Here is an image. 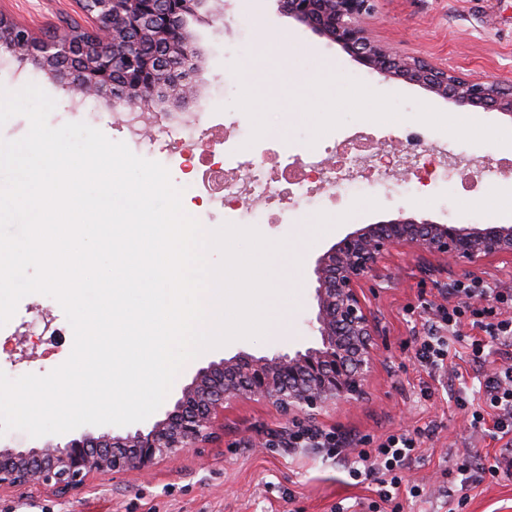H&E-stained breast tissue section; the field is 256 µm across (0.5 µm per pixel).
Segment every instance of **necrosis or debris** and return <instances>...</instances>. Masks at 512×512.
I'll use <instances>...</instances> for the list:
<instances>
[{
	"label": "necrosis or debris",
	"mask_w": 512,
	"mask_h": 512,
	"mask_svg": "<svg viewBox=\"0 0 512 512\" xmlns=\"http://www.w3.org/2000/svg\"><path fill=\"white\" fill-rule=\"evenodd\" d=\"M201 112H116L112 123L118 127L131 149L140 148L144 130H154L162 138L159 150L161 162L177 156L182 178L188 182L196 206L221 210L236 222L252 224L259 220L260 209L281 203L284 198L301 199L312 194L357 187L362 173H369L376 184H387L388 179L378 163L361 161L341 172L323 169L318 153L305 157L299 172H292L287 143H279L274 150L275 170L255 167L248 182L235 179L233 170L240 165L238 120L228 119L213 125V142L200 143Z\"/></svg>",
	"instance_id": "1"
}]
</instances>
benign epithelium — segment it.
<instances>
[{"label":"benign epithelium","mask_w":512,"mask_h":512,"mask_svg":"<svg viewBox=\"0 0 512 512\" xmlns=\"http://www.w3.org/2000/svg\"><path fill=\"white\" fill-rule=\"evenodd\" d=\"M76 0L89 38L37 37L0 14V44L63 83L73 104L90 100L112 110L123 98L130 112H156L155 98L176 90L202 64L188 31L191 16L224 18L212 0ZM300 26L336 45L359 66L386 80L420 87L462 112H493L512 120V82L472 78L422 57L400 55L373 34L374 0H278ZM388 157L395 182L414 172L409 148L375 143ZM398 247L437 258L465 273L484 272L493 258L512 259V224H450L400 211L365 224L330 245L316 260L311 287L315 313L312 341L296 350L240 351L199 367L153 422L123 433H65L27 447L0 448V490L20 495L34 487L56 496L80 492L95 473L148 471L189 448H202L224 429V408L239 400L261 401L283 418H316L363 397L377 355L379 328L363 286L382 276Z\"/></svg>","instance_id":"1"}]
</instances>
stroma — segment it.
I'll return each instance as SVG.
<instances>
[{
    "label": "stroma",
    "mask_w": 512,
    "mask_h": 512,
    "mask_svg": "<svg viewBox=\"0 0 512 512\" xmlns=\"http://www.w3.org/2000/svg\"><path fill=\"white\" fill-rule=\"evenodd\" d=\"M224 20L192 23L206 52L194 83L210 112L240 115L250 138L285 126L294 155L309 149L324 156L348 150V138L368 117L371 140L401 144L396 127L413 123L427 140L462 149L477 165L451 186L416 191L415 180L379 186L364 182L285 207L270 209L258 231L289 243L274 264L281 297L271 302L273 329L258 341L236 340L188 362L178 375L184 384L200 364L237 351L259 352L277 345L302 346L309 334L312 298L307 286L315 258L357 224H369L406 210L442 221H512V124L490 112H461L429 99L419 87L387 82L362 71L339 46L298 28L276 0H223ZM0 9L37 33L65 32L81 21L74 0H0ZM384 20L377 38L407 56H418L471 77L512 82V0H376ZM285 35L283 50L261 52L262 38ZM32 60L9 57L0 47V86L20 89L37 81L56 102L50 126L70 122L71 94ZM498 170L488 179L487 166ZM385 266L391 282L366 286V301L381 330L376 367L358 402L317 417L315 426L348 438L381 437L400 429H424L421 447L405 471L421 496L405 512H446L435 481L460 457L485 462L498 443L469 428L453 392L466 384L476 396L479 382L463 349L449 355L445 371L428 374L414 357L416 337L427 332L422 317L406 306L441 303L459 269L406 249L393 251ZM73 332L58 302L31 294L0 329V371L16 378L44 375L69 356ZM292 423L270 407L242 401L224 411V435L206 448H190L153 471L94 475L82 493L59 498L46 490L21 496L0 492V512H335L336 505L362 512L371 482L354 483L342 460L311 448H285L277 440ZM464 512H512V478L469 486Z\"/></svg>",
    "instance_id": "1"
}]
</instances>
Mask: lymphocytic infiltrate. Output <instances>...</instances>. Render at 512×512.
Masks as SVG:
<instances>
[{"mask_svg":"<svg viewBox=\"0 0 512 512\" xmlns=\"http://www.w3.org/2000/svg\"><path fill=\"white\" fill-rule=\"evenodd\" d=\"M430 328L415 349L417 361L430 371L445 369L451 343L465 345L470 362L480 375V404H473L466 391H459L456 403L475 430L489 431L501 446L491 462L471 467L468 460L445 470L449 485L460 476L470 483H495L512 476V290L481 279L455 282L443 303L428 307ZM502 363L486 371L490 355ZM420 430H404L373 439L350 440L335 431L315 426H295L288 435L292 448H316L327 458L353 455L349 470L352 479H372L376 500L369 512H404L401 494L416 498L419 486H405L403 472L417 453Z\"/></svg>","mask_w":512,"mask_h":512,"instance_id":"1","label":"lymphocytic infiltrate"}]
</instances>
